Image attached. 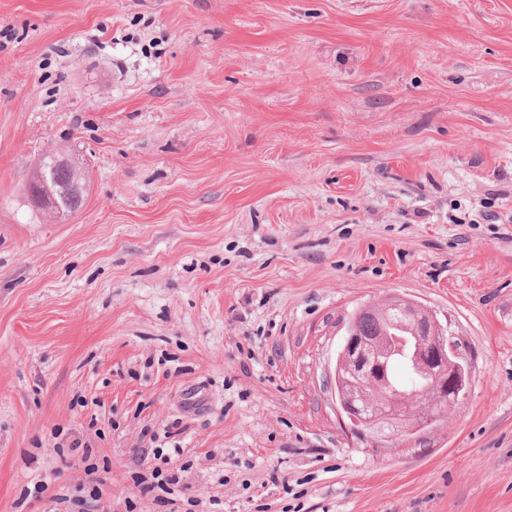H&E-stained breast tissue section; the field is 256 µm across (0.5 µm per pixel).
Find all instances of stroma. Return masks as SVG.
<instances>
[{
    "mask_svg": "<svg viewBox=\"0 0 512 512\" xmlns=\"http://www.w3.org/2000/svg\"><path fill=\"white\" fill-rule=\"evenodd\" d=\"M50 150L87 175L56 223L21 201ZM391 295L467 393L358 437L336 359ZM56 494L512 512V0H0V512Z\"/></svg>",
    "mask_w": 512,
    "mask_h": 512,
    "instance_id": "1",
    "label": "stroma"
}]
</instances>
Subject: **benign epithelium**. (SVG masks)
<instances>
[{"mask_svg": "<svg viewBox=\"0 0 512 512\" xmlns=\"http://www.w3.org/2000/svg\"><path fill=\"white\" fill-rule=\"evenodd\" d=\"M28 202L51 219L68 216L57 207L54 194L43 178ZM379 308L385 312L398 308L411 315L414 326L400 322L397 328L403 331L410 328L413 335L368 338L359 335L354 325H349L336 360V392L341 410L357 431L382 428L378 415L370 411L368 397L347 388V382L353 380L360 385L387 386L385 361L393 353L412 347V357L418 368L428 373L432 382L428 395L403 393L393 399L392 408L388 411L391 429L404 436L431 418L428 411L432 404L438 402L453 406L464 398L468 382V371L464 369L466 358L459 342L448 334V328L429 309L400 296L387 298Z\"/></svg>", "mask_w": 512, "mask_h": 512, "instance_id": "7a95c632", "label": "benign epithelium"}]
</instances>
